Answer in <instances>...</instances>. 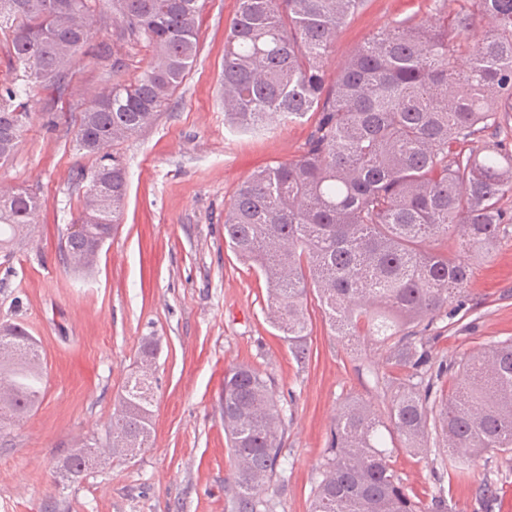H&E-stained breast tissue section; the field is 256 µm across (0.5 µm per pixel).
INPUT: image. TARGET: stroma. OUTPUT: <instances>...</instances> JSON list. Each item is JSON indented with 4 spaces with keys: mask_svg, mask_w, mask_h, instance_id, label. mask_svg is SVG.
Masks as SVG:
<instances>
[{
    "mask_svg": "<svg viewBox=\"0 0 512 512\" xmlns=\"http://www.w3.org/2000/svg\"><path fill=\"white\" fill-rule=\"evenodd\" d=\"M238 0H204L200 51L153 124L121 142L128 192L121 223L93 273L63 263L59 239L81 207L74 178L92 157L77 152L74 130L89 99L112 86V59L135 78L150 58L144 45L116 46L112 6L98 0L85 54L55 88L26 99L30 119L0 186H22L42 206L32 235L0 259V324L22 323L40 345L45 391L32 412L0 432V512H231L234 462L220 403L224 372L247 363L274 383L284 408L286 471L265 490L274 512H309L330 432L343 405L363 400L385 417L394 390L375 337L333 336L309 298L308 360L298 365L265 310V282L224 244V207L257 169L300 154L313 121L275 123L254 134L224 124L219 96L226 27ZM428 0H366L340 31L329 77L367 38L394 21L429 19ZM454 318L429 329L434 361H460L512 338V234L474 265ZM159 347L148 448L111 458L80 485L52 473L71 446L101 438L146 338ZM391 466L411 492L442 478L452 512H504L512 454L486 452L463 475L443 472L437 447L396 449Z\"/></svg>",
    "mask_w": 512,
    "mask_h": 512,
    "instance_id": "35a3bbf8",
    "label": "stroma"
}]
</instances>
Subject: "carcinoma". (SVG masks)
<instances>
[{
	"label": "carcinoma",
	"instance_id": "cac0c4a2",
	"mask_svg": "<svg viewBox=\"0 0 512 512\" xmlns=\"http://www.w3.org/2000/svg\"><path fill=\"white\" fill-rule=\"evenodd\" d=\"M96 0H0V31L22 80L54 85L85 52ZM115 43L143 44L151 60L132 80L112 60V89L80 112L75 141L95 158L78 218L117 228L127 178L114 144L153 122L198 54L202 0H110ZM365 0H238L224 40L220 80L224 124L253 132L272 123L316 121L294 159L254 172L224 208V244L266 282L272 327L296 362L307 359L308 294L335 336L366 332L384 364L405 372L387 420L347 402L331 431L329 457L311 512H447L444 488L408 493L393 471L388 440L418 454L435 432L459 467L489 451L512 453V341L489 344L458 368L464 382L447 397L434 391L453 365L432 363L427 328L448 315L473 275V260L509 232L512 145L499 138L512 117V0H432L434 21L395 22L373 34L334 82L325 65L341 28ZM485 38L469 41L476 20ZM27 103L0 91V166L14 156ZM472 145L465 151L463 146ZM112 173V183L95 185ZM40 208L28 188L0 191V256L10 259ZM448 238L455 249L431 252ZM69 267L96 266L82 235L59 245ZM0 334V426L39 402L37 343L20 323ZM119 395L105 443L112 455L148 444L151 362ZM282 407L256 368L224 373V431L235 462V512H272L261 492L282 468ZM90 441L63 459L61 481L77 483Z\"/></svg>",
	"mask_w": 512,
	"mask_h": 512
}]
</instances>
